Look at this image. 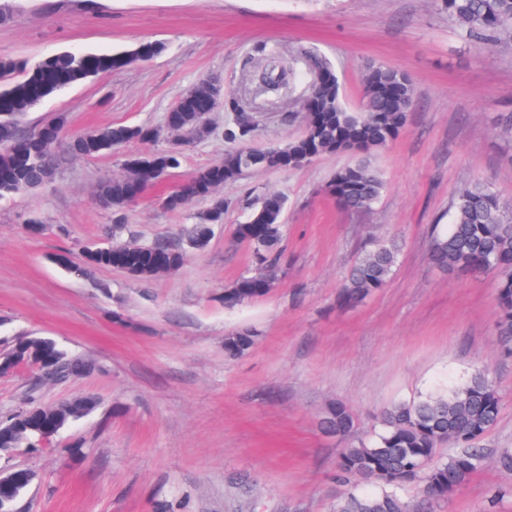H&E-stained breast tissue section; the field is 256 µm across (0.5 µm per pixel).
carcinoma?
Listing matches in <instances>:
<instances>
[{
	"mask_svg": "<svg viewBox=\"0 0 512 512\" xmlns=\"http://www.w3.org/2000/svg\"><path fill=\"white\" fill-rule=\"evenodd\" d=\"M448 24L486 54L494 53L503 40L512 37V0H436ZM163 50L160 43L141 45L130 55L64 51L38 62L0 61V129L14 137L0 141V196L37 187L48 181L54 170L55 152L65 144L72 155L94 157L133 140L153 134L137 126H115L61 139L63 120L45 123L24 135L19 122L34 103L80 81L134 61H146ZM268 64L259 73L260 86L276 92L295 82L307 83L313 104L306 109L303 133L282 145L264 150L246 147L256 131L253 112L237 96L224 97V109L235 114L224 138L233 144L224 153L222 174L213 167L198 170L182 186L185 201L210 196V204L196 228L194 242L203 245L214 224L224 223L230 203L211 191L224 183L236 182L252 171L299 168L327 153L350 152L357 159L336 171L327 191L337 201L354 210L371 208L381 197L385 183L372 165L374 153L396 137L413 104L410 79L397 70L371 65L362 84L360 107L348 108L343 102L341 84L334 65L321 54L303 50L294 59L267 54ZM224 80L212 75L196 90L212 97L220 95ZM203 119L195 112H182L174 132L192 137L203 131ZM168 150H160L128 160L127 175L106 184L101 197L108 206L122 209L132 202L131 180L144 179L151 185L170 172ZM287 199L267 194L251 203L249 221L237 226V237L249 245L255 272L251 279L257 293L268 292L281 271L283 214ZM114 246L105 245L85 254L83 271L112 266ZM136 266L133 277L153 275L152 248H132ZM431 262L448 272L493 273L498 278L496 335L504 353L512 356V206L505 203L492 182L477 180L459 193L453 202L448 230L433 232L429 252ZM398 260L393 242H379L365 250L351 268L338 300L344 306L356 305L383 288ZM253 345L250 332H238L225 339L230 354H242ZM40 338L24 336L15 340L3 360L13 363L31 356ZM90 397H76L56 408L33 405L0 420L11 425L14 443L31 452L39 450L42 429L49 424L61 427L95 408ZM501 397L493 381L475 372L459 386L443 392L400 401L376 416L371 433L353 436L355 418L343 403L330 405L321 428L346 442L336 461V479L345 489L336 497L334 512H409L403 492L420 487L430 498H451L486 464L485 449L476 441L496 424Z\"/></svg>",
	"mask_w": 512,
	"mask_h": 512,
	"instance_id": "obj_1",
	"label": "carcinoma"
}]
</instances>
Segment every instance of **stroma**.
Instances as JSON below:
<instances>
[{
	"instance_id": "35a3bbf8",
	"label": "stroma",
	"mask_w": 512,
	"mask_h": 512,
	"mask_svg": "<svg viewBox=\"0 0 512 512\" xmlns=\"http://www.w3.org/2000/svg\"><path fill=\"white\" fill-rule=\"evenodd\" d=\"M151 41L164 52L55 93L21 121L28 132L59 116L67 135L129 125L158 136L95 157L60 155L49 182L0 196V354L14 337L45 336L92 365L57 383L38 382L29 368L0 376V417L81 395L97 401L39 452L0 454V467L36 474L18 512H333L341 442L320 427L331 403H345L365 434L387 404L479 370L502 406L477 445L512 448V358L495 333L497 279L451 275L428 260L430 232L447 227L460 191L485 179L512 198V43L482 56L434 0H15L0 19V60ZM265 44L325 56L351 108L367 63L410 76L407 122L373 157L386 188L371 210L337 207L327 184L354 157L323 154L217 187L233 206L204 248L189 247L207 199L175 210L160 200L223 157L231 115L220 106L166 179L123 210L101 203L102 185L125 176L127 159L170 147L166 115L205 76H222L225 91L256 107L252 147L299 136L305 85L260 96L243 69ZM267 193L287 199L284 272L268 293L226 306L225 288L253 268L236 227ZM118 222L117 243H171L182 265L146 278L117 268L81 274L85 246L104 244L106 226ZM390 238L400 253L385 287L338 306L349 268ZM245 330L251 349L228 355L226 337ZM510 484L512 474L489 463L451 501L425 502L416 488L405 497L417 512H512L511 495L491 499Z\"/></svg>"
}]
</instances>
